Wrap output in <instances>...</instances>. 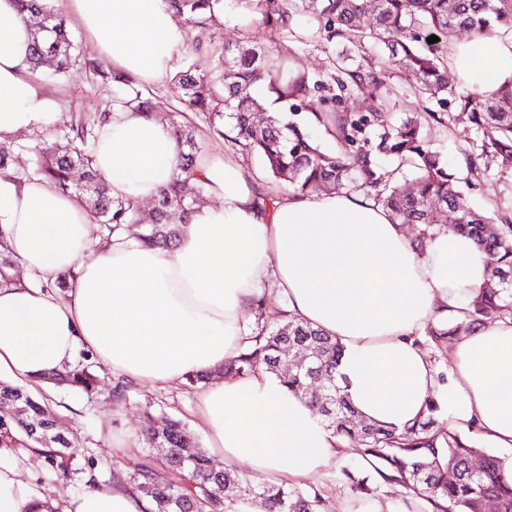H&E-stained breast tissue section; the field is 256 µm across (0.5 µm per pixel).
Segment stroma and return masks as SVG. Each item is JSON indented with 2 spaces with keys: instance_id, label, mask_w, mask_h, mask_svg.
Masks as SVG:
<instances>
[{
  "instance_id": "1",
  "label": "stroma",
  "mask_w": 512,
  "mask_h": 512,
  "mask_svg": "<svg viewBox=\"0 0 512 512\" xmlns=\"http://www.w3.org/2000/svg\"><path fill=\"white\" fill-rule=\"evenodd\" d=\"M251 32L260 36L263 45L275 55L295 60L302 69L324 79L335 72L337 62L350 63L359 57L358 50L352 45L330 44L323 40L316 24L311 21H304L291 32H271L255 28L231 6L227 7L219 23L205 29L203 40L209 47L221 50L245 40ZM38 82L57 102L60 117L50 130L19 131L13 140L20 145L30 146L40 139L59 138L71 124L92 122L112 95L111 90L104 88L89 72L77 67L63 74L45 70L39 75ZM184 119L195 130L202 158L232 157L258 188L277 189V181L267 172L259 155L243 151L232 139L217 132L220 123L217 115L188 111ZM425 134L431 148L447 158L460 180L467 182L466 192L477 207L493 211L512 205V173L492 170L475 176L468 171L463 151L475 132L466 113L454 110L444 122H429ZM95 370L99 386L94 396L53 384L43 390L51 413L81 450L74 473L66 477L49 474L40 459L32 461L34 481L48 489L51 498L58 501L78 496L86 490L88 481L109 486L117 476L127 475V459L148 450L139 431L144 408H151L158 421L169 418L181 421L194 441L200 444L205 441V432L196 417L199 387L183 382L155 387L131 383L126 385L125 400L119 402L113 398L112 390L122 383L120 377L100 364ZM116 434L123 435L125 448H113L112 437Z\"/></svg>"
}]
</instances>
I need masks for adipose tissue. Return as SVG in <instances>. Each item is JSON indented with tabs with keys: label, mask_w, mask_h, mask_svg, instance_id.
<instances>
[{
	"label": "adipose tissue",
	"mask_w": 512,
	"mask_h": 512,
	"mask_svg": "<svg viewBox=\"0 0 512 512\" xmlns=\"http://www.w3.org/2000/svg\"><path fill=\"white\" fill-rule=\"evenodd\" d=\"M97 56L133 80L157 83L185 49L169 0H63ZM31 30L17 0H0V140L59 119L29 69ZM448 66L488 93L512 79V35L451 45ZM179 148L169 125L116 110L95 167L113 196L145 202L170 184ZM199 168L219 206L201 210L171 245L122 235L93 248L88 210L51 182L0 172V238L33 286L0 288V378L18 385L72 365L80 350L134 383L165 385L222 369L251 334L248 319L273 283L297 319L338 340L337 377L368 420L404 430L439 396L451 424L512 448V319L456 337L439 383L414 339L460 317L462 292L481 288L486 256L453 230L425 254L389 212L360 192H288L265 206L232 158ZM66 279L65 294L52 289ZM206 452L226 471L277 485L321 477L347 448L306 403L260 369L199 394ZM25 458L0 448V512H47L51 499L24 479ZM126 481L91 486L61 512H151Z\"/></svg>",
	"instance_id": "ef3b65f1"
}]
</instances>
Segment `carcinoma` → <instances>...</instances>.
Segmentation results:
<instances>
[{
	"label": "carcinoma",
	"instance_id": "obj_1",
	"mask_svg": "<svg viewBox=\"0 0 512 512\" xmlns=\"http://www.w3.org/2000/svg\"><path fill=\"white\" fill-rule=\"evenodd\" d=\"M49 0H18L20 13L34 32L31 67L38 73L50 67L63 73L79 60L80 51L64 20L48 6ZM174 13L191 29L203 28L224 13V0H170ZM260 15L259 25L276 31L292 28L298 18L317 23L327 43H348L363 51L373 46L377 54L342 67L330 80L341 91L357 93L374 102L367 113L350 112L342 96L312 98L327 83L290 66L247 39L234 49L226 48L213 59L212 68L190 64L173 80L187 110L215 112L222 109L232 139L248 152L259 154L270 175L300 193L311 188L332 190L348 181L390 212L397 224L421 225L417 250L424 253L428 241L448 211L456 213L454 229L470 237L488 256V273L482 288L466 297L468 321L445 319L427 328L417 343L430 354L448 349L460 330L476 327L484 317L512 319V208H499L490 216L477 209L458 184L447 161L433 151L424 135L429 121H441L444 107L455 104L470 114L476 138L465 151L468 169L480 173L493 166L512 170V83L495 92L458 91L448 76V43L457 31L475 34H512V0H236ZM435 35L439 41L428 43ZM83 65L101 83L112 87V103L100 111L97 126L112 121V105L133 109L147 118L167 121L179 146L178 173L169 188L156 199L152 222L138 238L148 245L174 242L184 225L200 212L205 182L198 177L196 155L200 146L190 126L174 121L145 94L140 85L112 71L94 58ZM414 80V94L424 105L396 121L389 110L397 96L394 79ZM261 82L267 97L288 112L283 121L271 113L262 127L254 113L263 104L250 89ZM318 126L332 137L336 152L328 153L311 138L309 128ZM65 145L40 141L32 147L0 141V170L15 176L45 178L63 191L84 199L92 219L107 230L106 240L141 223L136 206L115 198L105 178L94 167L99 133L83 124L64 134ZM413 172V183L399 182L402 169ZM79 172L84 182H72ZM194 184L197 195L184 194ZM176 211L181 224L169 222ZM15 262L0 239V286H19ZM258 332L253 343L229 361L224 375L244 377L263 366L312 407L321 423L358 442L361 462L346 465L336 474L357 498L370 505L382 488L397 485L404 494L399 502L412 508L407 495L428 501L440 512H512V460L486 451L478 432L461 435L436 420L438 402L429 399L426 414L404 432L363 419L352 405L336 376L343 347L334 338L287 314L269 324L259 300L254 309ZM304 347L311 357L300 368L279 365L283 350ZM90 393L97 376L83 361L62 374H49ZM24 414L16 418L14 407ZM45 402L24 387L0 381V448H36L52 470L67 474L78 456L51 430L45 418ZM146 438L171 449L158 462L150 455L129 460L130 479L153 503V512H322L324 497L316 487H285L241 479L213 465L210 457L191 440L181 422L163 428L152 426L147 414L142 425ZM182 448H194L186 458ZM453 479H448V472Z\"/></svg>",
	"mask_w": 512,
	"mask_h": 512
}]
</instances>
